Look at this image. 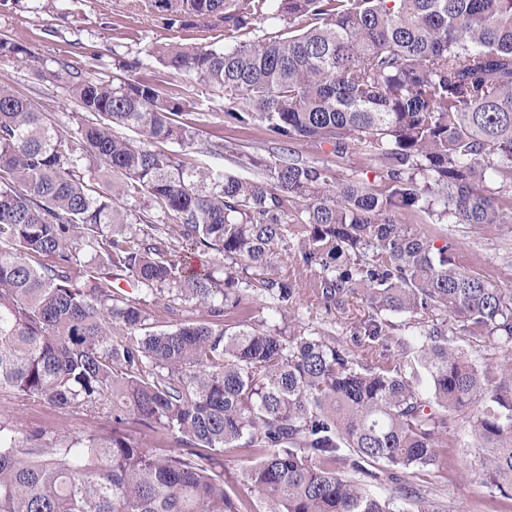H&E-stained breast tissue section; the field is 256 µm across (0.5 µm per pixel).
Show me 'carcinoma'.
I'll use <instances>...</instances> for the list:
<instances>
[{
    "label": "carcinoma",
    "mask_w": 512,
    "mask_h": 512,
    "mask_svg": "<svg viewBox=\"0 0 512 512\" xmlns=\"http://www.w3.org/2000/svg\"><path fill=\"white\" fill-rule=\"evenodd\" d=\"M147 7L170 28L229 33L285 16L290 26L232 48L165 43L118 64L117 83L57 62L84 112L73 136L0 83V390L113 422L110 435L53 442L0 418V512H241L212 471L241 446L265 512H396L336 463L355 474L379 464L406 493L408 471L455 466L448 417L480 403L482 479L512 499V367L481 369L452 345L458 333L512 342V294L395 220L407 210L512 224V0ZM0 56L35 60L3 37ZM156 64L224 95L234 125L264 121L280 142L312 139L338 157L370 149L384 188L332 183L293 156L245 157L260 183L196 162L187 104L133 77ZM88 158L119 176L111 189L89 185ZM142 198L173 218L186 250L224 255L223 276L173 258L149 214L118 205ZM290 224L303 226L299 257L320 269L322 297L341 307L362 296L352 341L377 360L265 318L226 321L256 294L282 315L293 305L294 286L266 276ZM114 280L165 308L188 303L192 317L158 330ZM391 315L416 336L397 356ZM130 417L179 450L140 447L120 428Z\"/></svg>",
    "instance_id": "cac0c4a2"
}]
</instances>
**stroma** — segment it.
Masks as SVG:
<instances>
[{"mask_svg":"<svg viewBox=\"0 0 512 512\" xmlns=\"http://www.w3.org/2000/svg\"><path fill=\"white\" fill-rule=\"evenodd\" d=\"M287 29L284 20L257 21L233 33L220 26L205 32L197 28H170L147 12L144 0H71L63 18L48 10L1 7L0 35L27 47L39 62L29 67L11 58H0V82L31 100L37 110L52 114L58 126L72 133L78 127L79 116L68 99L64 82L55 76L60 61L95 52L99 55L96 72L108 77L115 58L135 57L155 44L178 41L211 43L217 47L244 45ZM142 77L153 81L163 93L186 102L183 119L196 133L195 147H204L214 137H223V155L208 157L207 162L224 173L259 182L262 172L244 165L245 156L290 154L327 167L336 181H379L380 164L367 154L352 151L339 158L326 144L310 140L290 144L276 141L264 123L246 127L227 123L223 97L181 74L157 65L143 72ZM396 220L405 229L429 237L435 245L451 244L454 261L461 271L481 277L502 292H512V224H446L410 211L397 213ZM297 241V236H289L287 246L280 249L269 268L270 276L288 280L296 290V303L285 317L286 324L350 343L355 326L368 313L366 305L353 298L340 309L324 300L319 291L320 271L298 261ZM0 411L10 415L20 432L41 431L50 439L60 435L106 434L113 427L108 418L61 411L20 398L9 390L0 391ZM474 415V410H465L449 424L448 451L456 460L454 469L430 466L402 479L403 484L417 492V499L427 501L434 512H512V500L481 480L484 451L473 432ZM250 458L248 449L228 448L215 469L224 478L225 491L242 505L243 512H264L260 495L247 479Z\"/></svg>","mask_w":512,"mask_h":512,"instance_id":"35a3bbf8","label":"stroma"}]
</instances>
